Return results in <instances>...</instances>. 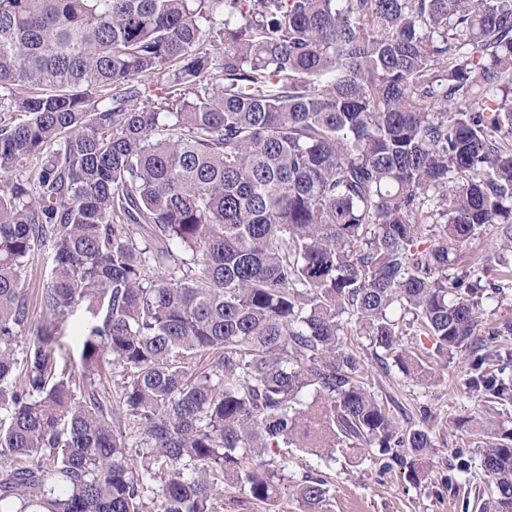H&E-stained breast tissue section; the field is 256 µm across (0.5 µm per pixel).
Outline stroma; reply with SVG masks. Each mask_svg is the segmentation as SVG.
I'll return each instance as SVG.
<instances>
[{"mask_svg":"<svg viewBox=\"0 0 512 512\" xmlns=\"http://www.w3.org/2000/svg\"><path fill=\"white\" fill-rule=\"evenodd\" d=\"M466 363L455 358L434 383L425 385L404 377L397 367L381 370L370 364L368 373L376 393L393 397L409 412L422 409L442 414L451 419L447 432L437 434L440 458H447L455 448H472L473 442L465 430L456 427V419L477 411L474 399L460 392L457 380ZM317 470L328 482L335 512H460L459 503L464 492L472 488H487L489 479L479 466L460 474L457 487L443 486L441 475L445 466H438L428 482L414 485L407 482L399 470L380 473L373 458L353 465L345 459L320 461L295 451L291 454L288 473L300 479L309 470Z\"/></svg>","mask_w":512,"mask_h":512,"instance_id":"stroma-1","label":"stroma"}]
</instances>
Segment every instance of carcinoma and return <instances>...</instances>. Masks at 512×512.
<instances>
[{
    "mask_svg": "<svg viewBox=\"0 0 512 512\" xmlns=\"http://www.w3.org/2000/svg\"><path fill=\"white\" fill-rule=\"evenodd\" d=\"M1 106L0 512H148L155 482L153 512L238 487L276 512L290 448L425 483L436 416L404 426L368 358L429 384L460 354V391L512 406V318H484L512 281V0H0ZM490 224L496 278L450 272ZM82 303L114 405L56 354ZM454 424L489 438L464 512H512V419ZM290 489L333 512L326 480ZM51 250L43 246L35 252V257L27 268L25 275V290L27 293L30 317L32 320H42L40 294L45 287L51 262Z\"/></svg>",
    "mask_w": 512,
    "mask_h": 512,
    "instance_id": "obj_1",
    "label": "carcinoma"
}]
</instances>
